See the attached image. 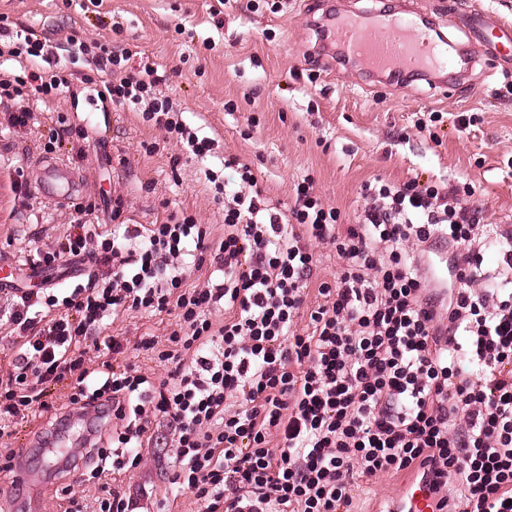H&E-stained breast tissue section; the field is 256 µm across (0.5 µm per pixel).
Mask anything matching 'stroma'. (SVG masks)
Segmentation results:
<instances>
[{
  "instance_id": "35a3bbf8",
  "label": "stroma",
  "mask_w": 512,
  "mask_h": 512,
  "mask_svg": "<svg viewBox=\"0 0 512 512\" xmlns=\"http://www.w3.org/2000/svg\"><path fill=\"white\" fill-rule=\"evenodd\" d=\"M215 0H0L11 24L34 29L55 45L56 67L74 70V41L105 40L135 47L167 73V95L181 105L182 119L218 145L205 161L171 166L174 146L154 153L145 144L161 133L142 113L101 104L92 86L73 80L70 96L54 108L83 127L85 156L76 160L70 145L57 158L70 163L88 183L102 229L112 227L109 204L125 200L127 217L149 224L171 212L195 214L199 223L224 231V209L215 201L205 170L220 181L232 178L224 157L252 162L267 197L287 202L294 181L311 175L328 204L353 223L364 204L363 183L383 177L402 183L413 178L469 184L487 223L512 226V57L484 56L481 63L454 73L447 85L424 81L378 82L359 68L317 48L314 21L328 13L398 12L414 4L457 42L468 15L512 26V0H229L212 16ZM235 111H225V103ZM436 112L430 132L414 127ZM468 112L470 130L455 119ZM258 118L251 126L250 118ZM49 121L26 131L0 124V257L27 259L30 249L63 236L74 214L64 199L46 201L33 192L51 131ZM171 316L133 313L106 328L107 334L137 341L149 334L164 340ZM88 425L72 418L60 429L44 420L20 423L11 438L21 449L15 473L0 475V512H58L63 492L85 499L96 512L102 491L78 473L58 476L44 464L47 449L81 458ZM145 466L123 475L122 486L136 501L135 512H196L189 496L167 499L173 469L164 444L146 445ZM405 477H384L371 492H360L355 512H387L404 490Z\"/></svg>"
}]
</instances>
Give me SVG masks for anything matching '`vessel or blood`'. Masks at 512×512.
<instances>
[{
  "instance_id": "b4317fda",
  "label": "vessel or blood",
  "mask_w": 512,
  "mask_h": 512,
  "mask_svg": "<svg viewBox=\"0 0 512 512\" xmlns=\"http://www.w3.org/2000/svg\"><path fill=\"white\" fill-rule=\"evenodd\" d=\"M465 31L470 43L467 62L481 58L488 44L493 45L499 55L512 54V37L501 31L491 32L479 18H471ZM326 34L344 56L358 60L378 74L391 75L405 70L431 73L445 70L452 64L438 33L410 14L374 20L358 14L332 15L326 20ZM39 166L41 177L35 183V192L41 198L72 199L84 192V181L66 164L44 159ZM84 268L80 261L68 262L62 269L29 263L24 266L28 278L44 285L76 277Z\"/></svg>"
}]
</instances>
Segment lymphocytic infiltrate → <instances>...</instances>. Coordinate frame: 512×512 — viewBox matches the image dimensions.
Returning <instances> with one entry per match:
<instances>
[{
  "instance_id": "f902f5d3",
  "label": "lymphocytic infiltrate",
  "mask_w": 512,
  "mask_h": 512,
  "mask_svg": "<svg viewBox=\"0 0 512 512\" xmlns=\"http://www.w3.org/2000/svg\"><path fill=\"white\" fill-rule=\"evenodd\" d=\"M78 52L90 67L82 83L141 108L180 145L172 165L210 154L213 139L182 122L157 68L132 67L123 45ZM48 53L0 16V58L21 65L0 68L9 128L38 125V107L70 93L68 76L35 66ZM224 166L236 187L224 193L220 238L187 213L131 223L118 195L111 230H95V203H79L67 235L34 250L47 266L80 257L108 274L12 290L0 440L44 416L111 425L110 445L88 453L99 481L138 468L154 423H165L170 492L193 495L201 512H353L361 485L405 472L433 512H512V249L494 273L483 269L488 242L512 230L486 223L470 188L444 180L364 184L366 205L344 226L313 177L295 182L284 207L251 164L228 156ZM437 244L450 260L438 289L426 260ZM324 247L338 262L330 281L314 276ZM196 273L204 282L190 283ZM132 312L174 316L165 347L137 343L169 364L166 376L125 360V337L101 335Z\"/></svg>"
}]
</instances>
